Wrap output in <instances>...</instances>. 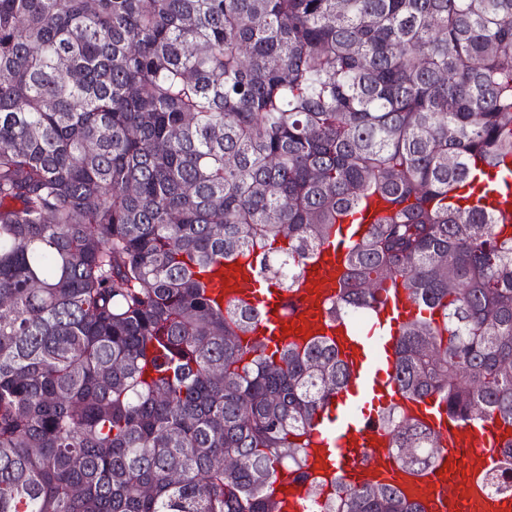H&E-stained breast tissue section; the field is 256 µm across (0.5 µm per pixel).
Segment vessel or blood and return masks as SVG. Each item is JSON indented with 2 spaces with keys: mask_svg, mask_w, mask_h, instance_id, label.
<instances>
[{
  "mask_svg": "<svg viewBox=\"0 0 512 512\" xmlns=\"http://www.w3.org/2000/svg\"><path fill=\"white\" fill-rule=\"evenodd\" d=\"M345 273L343 252L324 248L307 263L295 286L272 290L258 298L251 259L224 261L209 279V293L221 306L259 308L254 340L267 338L279 344L306 346L328 338L351 368L348 392L337 394L324 409L337 427L330 439L319 431L307 438V469L313 477L336 478L348 485L363 482L389 484L403 496L421 504L423 512H512V498H492L485 493L481 476L497 460L500 442L512 438V430L486 418L463 422L446 412H434L432 400L406 399L394 379V347L398 330L388 318L402 314L410 300L404 288H396L381 305L373 326L378 334L368 338L350 324L331 321L325 313ZM381 387L387 402L399 405L405 417L429 424L441 442L434 465L422 472L402 469L392 450L389 433L378 424L377 413H350L349 398L359 390ZM309 485L296 474L281 470L271 487L277 512H305Z\"/></svg>",
  "mask_w": 512,
  "mask_h": 512,
  "instance_id": "obj_1",
  "label": "vessel or blood"
}]
</instances>
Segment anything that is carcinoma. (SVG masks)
Instances as JSON below:
<instances>
[{
  "label": "carcinoma",
  "instance_id": "1",
  "mask_svg": "<svg viewBox=\"0 0 512 512\" xmlns=\"http://www.w3.org/2000/svg\"><path fill=\"white\" fill-rule=\"evenodd\" d=\"M509 159L512 0H0V512H276L350 369L244 346L255 311L200 274L251 255L289 290L369 194L393 211L329 316L400 283L402 395L511 427L512 223L449 201ZM379 413L428 468L434 430Z\"/></svg>",
  "mask_w": 512,
  "mask_h": 512
}]
</instances>
